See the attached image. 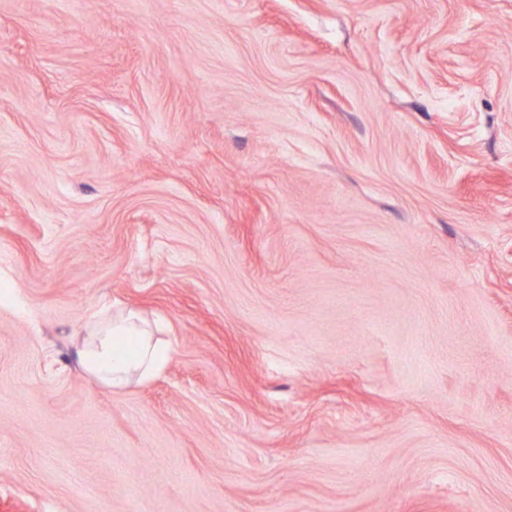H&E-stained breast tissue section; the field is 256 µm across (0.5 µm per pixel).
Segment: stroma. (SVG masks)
<instances>
[{
	"mask_svg": "<svg viewBox=\"0 0 512 512\" xmlns=\"http://www.w3.org/2000/svg\"><path fill=\"white\" fill-rule=\"evenodd\" d=\"M0 512H512V0H0ZM83 332L79 363L112 391L153 379L170 359L168 344L160 337L162 328L135 309L100 311L88 319Z\"/></svg>",
	"mask_w": 512,
	"mask_h": 512,
	"instance_id": "1",
	"label": "stroma"
}]
</instances>
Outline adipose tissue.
I'll use <instances>...</instances> for the list:
<instances>
[{
    "label": "adipose tissue",
    "mask_w": 512,
    "mask_h": 512,
    "mask_svg": "<svg viewBox=\"0 0 512 512\" xmlns=\"http://www.w3.org/2000/svg\"><path fill=\"white\" fill-rule=\"evenodd\" d=\"M83 332L80 365L100 385L116 392L153 379L170 359L161 327L134 309L98 312Z\"/></svg>",
    "instance_id": "adipose-tissue-1"
}]
</instances>
